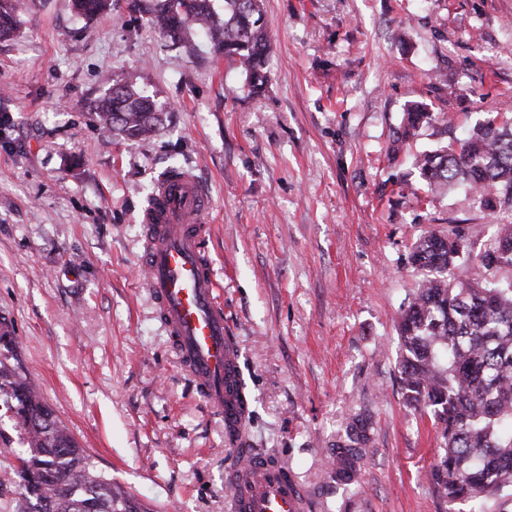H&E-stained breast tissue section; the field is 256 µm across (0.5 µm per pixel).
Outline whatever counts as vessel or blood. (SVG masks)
<instances>
[{"instance_id": "vessel-or-blood-1", "label": "vessel or blood", "mask_w": 512, "mask_h": 512, "mask_svg": "<svg viewBox=\"0 0 512 512\" xmlns=\"http://www.w3.org/2000/svg\"><path fill=\"white\" fill-rule=\"evenodd\" d=\"M211 199L183 171L160 179L141 215L142 264L156 314L179 364L212 413L224 422L233 452L225 471L230 512H302L307 493L280 463L241 442L249 411L240 390V352L224 324V305L206 250Z\"/></svg>"}]
</instances>
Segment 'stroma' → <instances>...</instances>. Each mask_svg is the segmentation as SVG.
I'll return each mask as SVG.
<instances>
[{
    "label": "stroma",
    "mask_w": 512,
    "mask_h": 512,
    "mask_svg": "<svg viewBox=\"0 0 512 512\" xmlns=\"http://www.w3.org/2000/svg\"><path fill=\"white\" fill-rule=\"evenodd\" d=\"M261 95L203 33L176 47L112 0L87 20L37 0L0 41V318L27 377L96 468L146 512H228L224 426L182 371L144 285L140 215L178 161L213 201L207 250L250 396L251 448L305 487L309 512H448L431 420L406 407L396 322L423 233L494 226L462 189L418 203L417 152L512 117V0H263ZM163 110L152 135L102 132L113 72ZM448 113L397 160L406 104ZM374 433L360 482L335 488L348 422ZM20 448L0 416V512Z\"/></svg>",
    "instance_id": "obj_1"
}]
</instances>
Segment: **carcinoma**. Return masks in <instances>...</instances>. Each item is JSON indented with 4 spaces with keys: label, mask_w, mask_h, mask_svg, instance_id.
<instances>
[{
    "label": "carcinoma",
    "mask_w": 512,
    "mask_h": 512,
    "mask_svg": "<svg viewBox=\"0 0 512 512\" xmlns=\"http://www.w3.org/2000/svg\"><path fill=\"white\" fill-rule=\"evenodd\" d=\"M31 0H0V40L13 36ZM173 45L206 29L213 52L245 76L241 91L262 94L269 85L272 46L262 0H131ZM87 19L112 9V0H73ZM99 125L128 139L153 132L163 113L132 79L115 75L94 106ZM429 128L448 131V117L421 103L405 107L388 155ZM413 168L435 199L464 186L498 224L495 237L477 243L460 231H429L413 245L409 263L418 287L403 305L397 333L400 381L406 404L426 415L442 440L431 478L448 512L467 503L485 512L490 499L512 498V118L478 122L464 138L418 154ZM465 264L474 275L459 278ZM15 341L0 320V399L24 444L13 469L15 512H142L119 496L94 469L52 409L21 372L5 363ZM371 441V423L356 418L331 449L333 480L359 482Z\"/></svg>",
    "instance_id": "cac0c4a2"
}]
</instances>
